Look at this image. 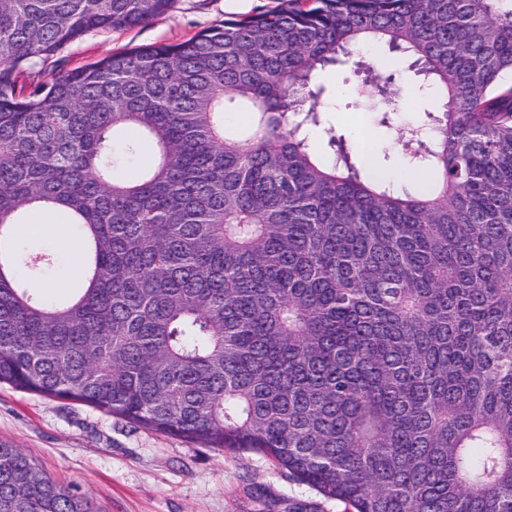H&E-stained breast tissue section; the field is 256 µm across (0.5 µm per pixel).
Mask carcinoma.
Wrapping results in <instances>:
<instances>
[{"label": "carcinoma", "mask_w": 512, "mask_h": 512, "mask_svg": "<svg viewBox=\"0 0 512 512\" xmlns=\"http://www.w3.org/2000/svg\"><path fill=\"white\" fill-rule=\"evenodd\" d=\"M174 0H0V383L210 448L257 452L344 512H512V0H281L172 45L116 52L24 92L89 32ZM415 57L442 93L396 130L431 184L399 194L332 134L320 67L356 57L389 127ZM255 114L247 138L224 107ZM157 161L113 175V140ZM59 211L84 288L44 300L14 226ZM0 512H92L0 442ZM367 58L379 67L401 74L405 83L413 84L415 78L413 72L408 69L412 60L405 54L383 47L379 51L367 55Z\"/></svg>", "instance_id": "1"}]
</instances>
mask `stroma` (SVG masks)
Returning <instances> with one entry per match:
<instances>
[{
    "mask_svg": "<svg viewBox=\"0 0 512 512\" xmlns=\"http://www.w3.org/2000/svg\"><path fill=\"white\" fill-rule=\"evenodd\" d=\"M278 0H175L172 10L127 30L91 32L62 53L37 62L29 80H49L59 69H71L112 51L160 43H177L194 34L277 6ZM326 88L321 124L308 127V141L327 157V134L353 139L364 129L374 143L386 145L390 132L374 112L351 106L361 84L352 64L319 72ZM65 239H33L16 234L22 253H47L49 265L34 272L51 301L80 284L83 268L72 258L84 243L80 228L65 225ZM0 442L23 449L55 480L78 488L95 512H343L341 504L321 497L307 485L288 479L267 457L241 455L156 433L91 406L22 392L0 384Z\"/></svg>",
    "mask_w": 512,
    "mask_h": 512,
    "instance_id": "obj_1",
    "label": "stroma"
}]
</instances>
